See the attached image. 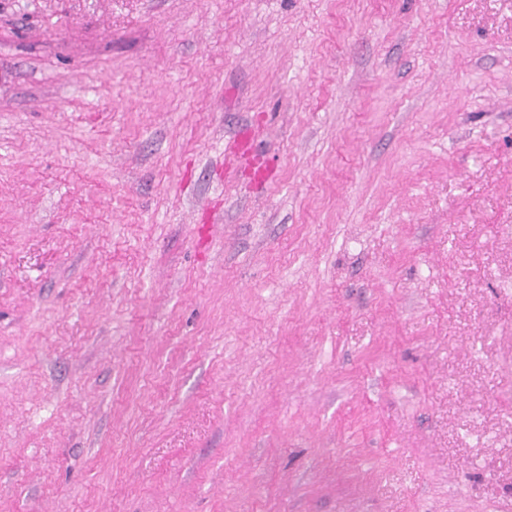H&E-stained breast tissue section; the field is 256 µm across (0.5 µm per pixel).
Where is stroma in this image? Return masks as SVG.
I'll use <instances>...</instances> for the list:
<instances>
[{
  "mask_svg": "<svg viewBox=\"0 0 512 512\" xmlns=\"http://www.w3.org/2000/svg\"><path fill=\"white\" fill-rule=\"evenodd\" d=\"M0 512H512V0H0ZM225 156L236 157L254 175L257 182L262 183L269 169L268 161L258 154L252 146V141L245 131L239 132L229 140Z\"/></svg>",
  "mask_w": 512,
  "mask_h": 512,
  "instance_id": "35a3bbf8",
  "label": "stroma"
}]
</instances>
